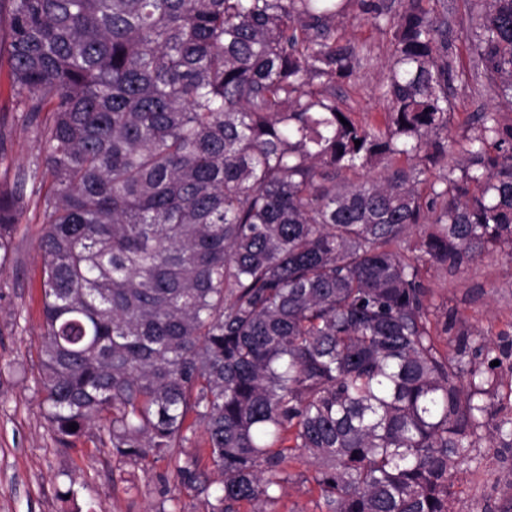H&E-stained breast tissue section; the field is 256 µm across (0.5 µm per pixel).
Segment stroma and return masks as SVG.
Wrapping results in <instances>:
<instances>
[{
    "instance_id": "stroma-1",
    "label": "stroma",
    "mask_w": 512,
    "mask_h": 512,
    "mask_svg": "<svg viewBox=\"0 0 512 512\" xmlns=\"http://www.w3.org/2000/svg\"><path fill=\"white\" fill-rule=\"evenodd\" d=\"M470 0H448V41L457 67L471 69L466 38ZM336 35L363 46L367 57L355 80L336 85L343 109L358 120L379 123L384 106L375 87L392 62L391 35L376 28L349 4ZM448 134L458 138L474 113L495 106L490 91L471 81L457 84ZM39 156L33 133L25 127L11 95L9 68L0 60V188H9L18 168ZM35 197L25 199L24 215L11 234L0 263V512H209L207 497L178 486L175 465L192 462L211 482L219 474L204 443L176 449L172 458L135 463L113 456L99 426L62 442L46 418L40 389L42 257ZM422 278L429 288L434 326L445 320L489 342L500 357L499 391H512V254L494 248L465 268L428 263ZM452 478L458 512H505L504 482L512 475V448L484 439ZM289 481L266 512H325L311 469L298 459L285 468Z\"/></svg>"
}]
</instances>
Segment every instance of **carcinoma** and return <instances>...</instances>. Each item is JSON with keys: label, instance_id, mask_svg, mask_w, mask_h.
<instances>
[{"label": "carcinoma", "instance_id": "1", "mask_svg": "<svg viewBox=\"0 0 512 512\" xmlns=\"http://www.w3.org/2000/svg\"><path fill=\"white\" fill-rule=\"evenodd\" d=\"M359 2L392 37L382 124L331 92L363 59L332 34L347 0H0L40 151L0 190V251L30 184L47 417L106 423L131 462L202 432L210 512H266L285 444L327 512H456L472 449L512 444L492 348L462 330L440 351L420 272L512 252V0H472L473 77L499 104L461 141L446 0Z\"/></svg>", "mask_w": 512, "mask_h": 512}]
</instances>
